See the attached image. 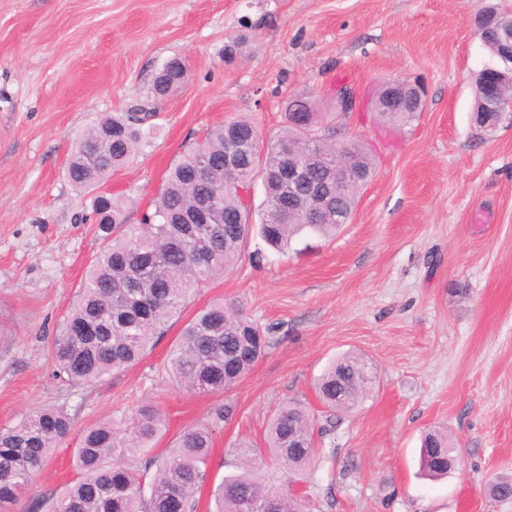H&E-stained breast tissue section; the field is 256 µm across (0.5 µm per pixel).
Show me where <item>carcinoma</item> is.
Returning a JSON list of instances; mask_svg holds the SVG:
<instances>
[{"instance_id":"carcinoma-1","label":"carcinoma","mask_w":512,"mask_h":512,"mask_svg":"<svg viewBox=\"0 0 512 512\" xmlns=\"http://www.w3.org/2000/svg\"><path fill=\"white\" fill-rule=\"evenodd\" d=\"M184 82L173 71L155 100ZM420 108L409 101L398 112L376 109L378 121L398 126ZM307 115L309 132L292 120ZM284 132L256 145L254 158L239 170H224V140L229 128L247 134L256 129L248 119L232 120L211 130L202 144L190 146L169 167L152 209L140 223H126V203L114 194L96 197L94 211L103 246L89 265L75 299L50 344L55 375L68 385H83L122 371L140 361L168 332L196 291L233 267L248 239L258 235L271 247L285 250L305 231L329 237L351 216L361 189L375 172L374 156L363 138L347 136L346 154L357 160L359 174L342 183L329 213L312 218L314 195L302 186L288 195L282 214L277 174L284 165L313 166L321 180L336 157V128L346 131L343 114L336 118L315 111L311 101L295 98L286 107ZM142 131L133 117L106 116L78 135L67 174L79 189L105 184L133 157ZM288 141V156L280 145ZM266 180L259 222L240 190L256 177ZM266 331L236 306L215 301L199 309L172 345L164 368L172 383L199 394L230 390L262 356ZM371 375L368 361L358 353L336 359L319 378V398L333 412L351 409L368 387L345 393L356 379ZM163 412L145 404L120 418H105L86 428L74 448L77 475L48 502L45 512H193L202 488L212 447L207 425L185 428L152 475L129 466L128 458L155 447L165 430ZM70 415L59 407H43L16 425L0 429V506L11 504L44 467L51 448L69 436ZM455 452L442 431L424 436L422 470L432 478L448 474V455ZM316 453L312 420L306 408L293 402L271 419L262 444L239 445L241 472L224 477L215 488V512H250L254 502L270 500L272 512H305L304 501L274 474L259 476L252 462L269 455L290 472L308 466Z\"/></svg>"}]
</instances>
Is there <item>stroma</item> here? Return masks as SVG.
<instances>
[{"mask_svg":"<svg viewBox=\"0 0 512 512\" xmlns=\"http://www.w3.org/2000/svg\"><path fill=\"white\" fill-rule=\"evenodd\" d=\"M479 0H0V428L44 407L74 426L14 504L31 512L75 475L81 431L153 404L164 436L131 463L147 466L187 426L211 423L213 449L197 512L235 473V448L261 441L285 403L307 405L328 431L312 466L293 474L308 512H512L491 500L512 475V122L473 119V76L489 54L475 35ZM239 47L226 60L224 47ZM183 86L157 101L131 163L106 188L128 221L151 208L168 168L211 129L245 117L269 140L285 106L309 96L334 112L344 82H420L421 112L391 132L368 110L350 131L373 145L376 170L335 237L283 255L257 237L203 288L137 364L68 386L48 339L100 249L93 190L66 176L77 133L145 104L169 60ZM261 250L266 259L254 265ZM235 303L271 327L264 355L229 391L175 387L164 361L195 312ZM361 353L376 383L353 409L328 414L314 385L343 353ZM447 430L460 465L419 471L422 435Z\"/></svg>","mask_w":512,"mask_h":512,"instance_id":"35a3bbf8","label":"stroma"}]
</instances>
